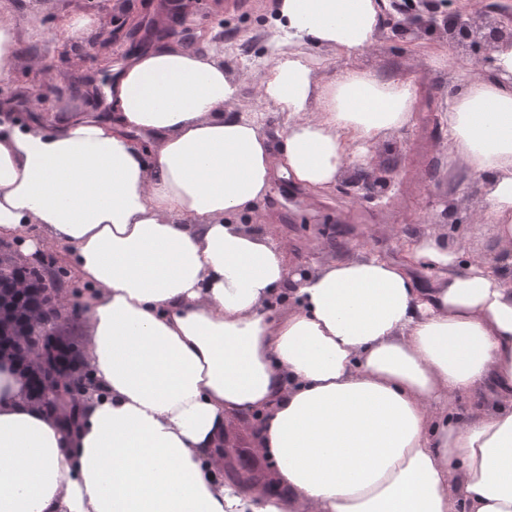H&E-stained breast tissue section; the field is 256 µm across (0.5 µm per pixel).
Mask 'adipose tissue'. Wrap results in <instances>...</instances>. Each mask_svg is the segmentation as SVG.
<instances>
[{
	"label": "adipose tissue",
	"mask_w": 512,
	"mask_h": 512,
	"mask_svg": "<svg viewBox=\"0 0 512 512\" xmlns=\"http://www.w3.org/2000/svg\"><path fill=\"white\" fill-rule=\"evenodd\" d=\"M389 7L279 0L275 149L214 53L174 40L116 68L110 115L0 116V237L33 254L38 224L68 250L102 391L68 432L0 368V512H241L207 452L257 413L254 450L288 491L263 512H512V45L444 114L448 172L479 182L503 260L430 236L409 249L427 283L367 254L303 276L237 222L278 177L323 195L410 122L415 80L325 81L306 51L364 53ZM481 388L493 406L469 420L438 407Z\"/></svg>",
	"instance_id": "1"
}]
</instances>
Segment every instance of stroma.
Segmentation results:
<instances>
[{"label": "stroma", "instance_id": "35a3bbf8", "mask_svg": "<svg viewBox=\"0 0 512 512\" xmlns=\"http://www.w3.org/2000/svg\"><path fill=\"white\" fill-rule=\"evenodd\" d=\"M160 1L166 4L167 27L181 30L196 24L197 33L181 39L185 48L209 51L215 46L211 34L223 33L220 60L241 81L235 108L260 117L271 145H278L286 115L260 93L262 75L279 53L289 49L287 39L275 35L276 0H249L242 10L231 0H0V13L11 15L24 52L0 70V100H9L14 119L23 123L37 115L51 117L67 100L103 110L107 75L85 69L81 58L100 51L107 31L112 34L109 54L115 64L148 44ZM83 17L93 20V28L67 34V24ZM406 20L399 12L385 13L377 45L352 60L326 48L312 50L319 59L318 71L326 78L337 77L355 64L393 77L418 76L423 92L411 123L392 133L363 166L373 177L391 181L386 198L364 197L351 169L310 203L297 200L286 179H276L255 211L240 216L245 229L260 231L284 248L291 269L312 273L354 254H375L397 262L404 256L405 244L427 235L446 239L465 262L488 257L491 251L492 228L480 221L486 207L481 189L463 175L456 183L448 181V138L441 113L454 91V73L463 70L467 50L441 29L419 28L411 35H394L395 25ZM436 47L447 51L450 70L427 65V53ZM46 78L58 91L33 105L30 93ZM226 438L233 455L220 466L225 485H232L237 471L256 479L271 478L269 463L252 451L247 427L239 424L228 429Z\"/></svg>", "mask_w": 512, "mask_h": 512}]
</instances>
